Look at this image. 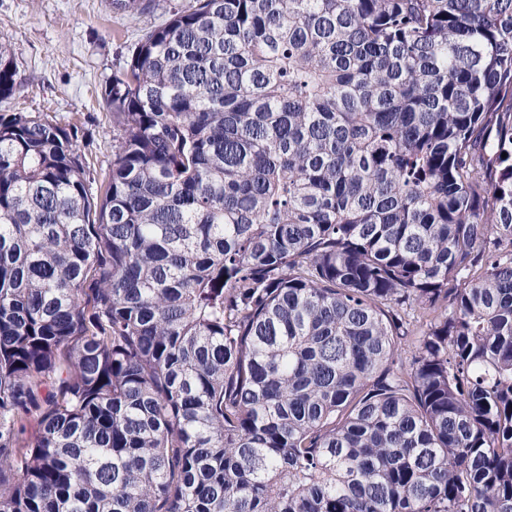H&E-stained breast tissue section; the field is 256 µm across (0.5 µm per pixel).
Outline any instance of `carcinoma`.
<instances>
[{
    "mask_svg": "<svg viewBox=\"0 0 512 512\" xmlns=\"http://www.w3.org/2000/svg\"><path fill=\"white\" fill-rule=\"evenodd\" d=\"M102 97L103 172L0 112V512H512V0H193Z\"/></svg>",
    "mask_w": 512,
    "mask_h": 512,
    "instance_id": "carcinoma-1",
    "label": "carcinoma"
}]
</instances>
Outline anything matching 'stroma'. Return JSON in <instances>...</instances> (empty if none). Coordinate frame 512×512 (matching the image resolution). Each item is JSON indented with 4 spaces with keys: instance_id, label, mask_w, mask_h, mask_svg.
Instances as JSON below:
<instances>
[{
    "instance_id": "1",
    "label": "stroma",
    "mask_w": 512,
    "mask_h": 512,
    "mask_svg": "<svg viewBox=\"0 0 512 512\" xmlns=\"http://www.w3.org/2000/svg\"><path fill=\"white\" fill-rule=\"evenodd\" d=\"M160 0L153 13H113L108 0H0V40H8L20 87L14 112H45L61 125L80 126L78 143L96 169L112 162V119L102 92L130 44L165 21Z\"/></svg>"
}]
</instances>
